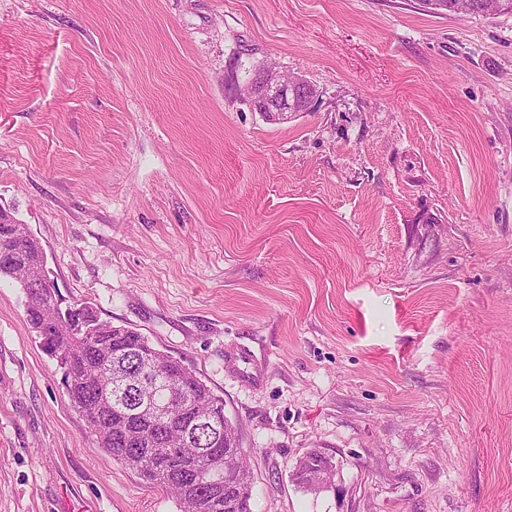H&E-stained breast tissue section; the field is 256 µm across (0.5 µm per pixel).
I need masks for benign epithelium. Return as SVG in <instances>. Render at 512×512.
<instances>
[{
    "label": "benign epithelium",
    "instance_id": "benign-epithelium-1",
    "mask_svg": "<svg viewBox=\"0 0 512 512\" xmlns=\"http://www.w3.org/2000/svg\"><path fill=\"white\" fill-rule=\"evenodd\" d=\"M319 96L317 87L300 75L282 76L269 66L257 68L245 86V98L258 112L277 122H285L306 112ZM336 466L327 460L323 476H310L305 488L317 492L331 483Z\"/></svg>",
    "mask_w": 512,
    "mask_h": 512
}]
</instances>
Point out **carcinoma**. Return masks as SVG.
<instances>
[{
    "mask_svg": "<svg viewBox=\"0 0 512 512\" xmlns=\"http://www.w3.org/2000/svg\"><path fill=\"white\" fill-rule=\"evenodd\" d=\"M423 0L443 14L480 13L478 2ZM23 224L0 223V275L17 279L26 295V316L63 369L70 402L85 418L100 447L114 461L175 498L178 512H252V476L224 401L196 373L153 347L128 327L101 321L89 305H71L58 318L60 295L42 286L44 255L20 242ZM42 287L39 297L30 295ZM212 411L209 432L195 434L196 413ZM325 459L312 449L298 470L319 473ZM231 476L224 477L227 465Z\"/></svg>",
    "mask_w": 512,
    "mask_h": 512,
    "instance_id": "cac0c4a2",
    "label": "carcinoma"
}]
</instances>
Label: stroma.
Returning a JSON list of instances; mask_svg holds the SVG:
<instances>
[{
	"label": "stroma",
	"instance_id": "obj_1",
	"mask_svg": "<svg viewBox=\"0 0 512 512\" xmlns=\"http://www.w3.org/2000/svg\"><path fill=\"white\" fill-rule=\"evenodd\" d=\"M264 64L316 104L266 120L239 92ZM0 207L65 303L223 398L253 512H512V14L0 0ZM0 512H178L100 448L3 275ZM324 463L325 459L323 454L319 450L312 449L308 451L304 457L301 458L298 471L317 474L322 470ZM324 467L325 469L322 470V473L324 474L323 477L320 478L317 475L308 477L309 481H306L304 484L307 490L317 492L331 483V480L335 474L336 466L332 460L327 458V463L324 465Z\"/></svg>",
	"mask_w": 512,
	"mask_h": 512
}]
</instances>
